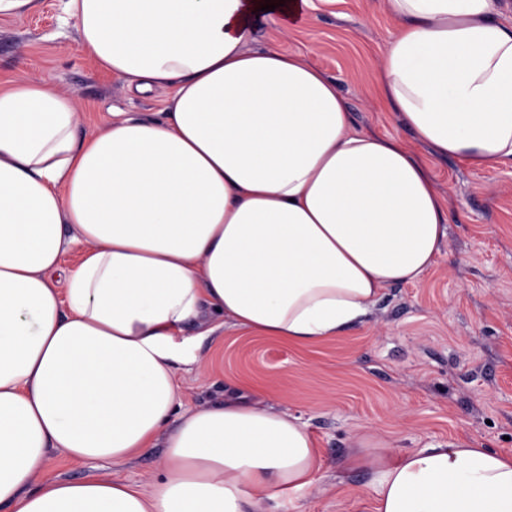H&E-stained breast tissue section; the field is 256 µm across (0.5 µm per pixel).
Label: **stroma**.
<instances>
[{
	"mask_svg": "<svg viewBox=\"0 0 512 512\" xmlns=\"http://www.w3.org/2000/svg\"><path fill=\"white\" fill-rule=\"evenodd\" d=\"M62 17V0H42L34 14L0 19L1 81L36 73L73 91L85 132L112 112L160 110L161 93L128 90L100 71ZM394 32L379 0H316L306 22L285 36L259 18L250 47L309 54L346 96L358 128L411 149V133L371 82ZM430 166L448 223L443 252L421 282L389 287L364 324L317 346L227 325L197 343L195 363L175 368L182 409L255 388L267 406L306 424L319 450V480L291 496L288 512H372L361 491L366 474L341 467L363 437L384 439L393 453L465 440L512 454V167L477 170L448 158ZM163 456L160 441L119 464L55 452L49 474L118 477L145 489Z\"/></svg>",
	"mask_w": 512,
	"mask_h": 512,
	"instance_id": "35a3bbf8",
	"label": "stroma"
}]
</instances>
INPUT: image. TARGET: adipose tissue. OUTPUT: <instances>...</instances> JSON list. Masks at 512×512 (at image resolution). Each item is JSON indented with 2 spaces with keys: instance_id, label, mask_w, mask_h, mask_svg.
I'll return each instance as SVG.
<instances>
[{
  "instance_id": "1",
  "label": "adipose tissue",
  "mask_w": 512,
  "mask_h": 512,
  "mask_svg": "<svg viewBox=\"0 0 512 512\" xmlns=\"http://www.w3.org/2000/svg\"><path fill=\"white\" fill-rule=\"evenodd\" d=\"M265 0H63L88 57L152 115L80 135L81 104L38 75L0 88V506L10 512H286L317 480L297 417L259 391L177 411L189 327L306 346L365 321L442 252L448 203L400 142L358 129L303 53L253 50ZM374 74L415 141L512 166V21L498 0H381ZM80 262L61 269L69 246ZM165 438L151 492L49 477L53 451L121 462ZM373 512H512V456L456 441L382 453Z\"/></svg>"
}]
</instances>
